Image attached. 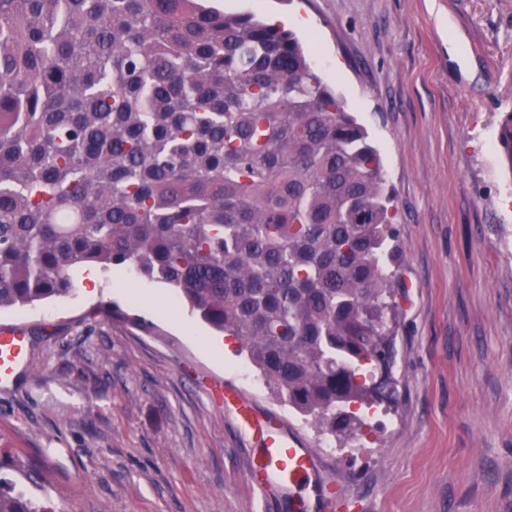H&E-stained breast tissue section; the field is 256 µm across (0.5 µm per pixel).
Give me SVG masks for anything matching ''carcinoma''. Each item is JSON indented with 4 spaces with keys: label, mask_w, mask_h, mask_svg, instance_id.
<instances>
[{
    "label": "carcinoma",
    "mask_w": 512,
    "mask_h": 512,
    "mask_svg": "<svg viewBox=\"0 0 512 512\" xmlns=\"http://www.w3.org/2000/svg\"><path fill=\"white\" fill-rule=\"evenodd\" d=\"M498 148L512 164V112ZM379 149L296 35L202 0H0V308L126 265L325 434L391 356ZM0 512H38L0 479Z\"/></svg>",
    "instance_id": "carcinoma-1"
}]
</instances>
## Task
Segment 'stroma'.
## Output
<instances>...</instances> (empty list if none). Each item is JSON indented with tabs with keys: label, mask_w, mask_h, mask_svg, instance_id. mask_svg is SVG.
Returning <instances> with one entry per match:
<instances>
[{
	"label": "stroma",
	"mask_w": 512,
	"mask_h": 512,
	"mask_svg": "<svg viewBox=\"0 0 512 512\" xmlns=\"http://www.w3.org/2000/svg\"><path fill=\"white\" fill-rule=\"evenodd\" d=\"M287 15L318 70L383 156L398 209L391 382L333 437L277 397L240 342L205 353L172 314L116 294L0 310L28 362L0 391V476L48 512H296L253 490V440L232 383L315 449L328 489L308 512H512V171L495 147L512 111V0H214Z\"/></svg>",
	"instance_id": "35a3bbf8"
}]
</instances>
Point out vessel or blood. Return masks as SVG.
Returning <instances> with one entry per match:
<instances>
[{"mask_svg":"<svg viewBox=\"0 0 512 512\" xmlns=\"http://www.w3.org/2000/svg\"><path fill=\"white\" fill-rule=\"evenodd\" d=\"M28 339L20 332L0 335V388H8L25 362ZM224 397L234 409L241 430L263 448L266 481L286 487L306 486L316 474L315 456L304 440L281 422L259 416L238 390L225 386Z\"/></svg>","mask_w":512,"mask_h":512,"instance_id":"obj_1","label":"vessel or blood"}]
</instances>
